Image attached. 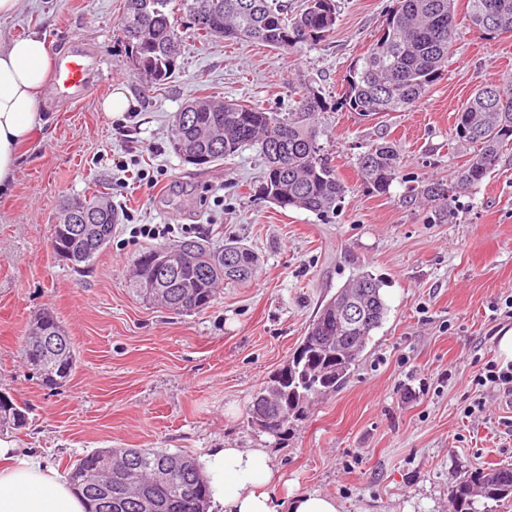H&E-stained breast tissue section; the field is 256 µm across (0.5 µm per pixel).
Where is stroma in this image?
<instances>
[{
	"instance_id": "1",
	"label": "stroma",
	"mask_w": 512,
	"mask_h": 512,
	"mask_svg": "<svg viewBox=\"0 0 512 512\" xmlns=\"http://www.w3.org/2000/svg\"><path fill=\"white\" fill-rule=\"evenodd\" d=\"M125 0H19L0 38L38 32L53 56L88 55L87 92L65 101L42 90L44 123L0 191V394L27 409L0 439L38 455L59 476L102 448H165L201 459L210 449L265 448L278 491L336 497L343 512H454L465 472L512 463V396L471 381L498 361L512 329V156L432 224L405 206L407 185L367 188L356 157L392 141L407 172L448 177L465 161L456 114L485 82L512 81V35H478L456 0L457 35L444 76L416 107L377 120L341 104L344 75L374 43L393 0H336V25L318 45L285 54L249 41L189 37L169 82L135 74L118 23ZM126 88L134 107L107 117L102 100ZM323 106L319 141L348 191L336 214L281 209L262 190L257 145L201 168L169 145L171 118L194 99L245 100L286 112L292 87ZM150 172L142 180L140 172ZM106 187L122 212L112 241L75 271L52 247L67 198ZM171 224L170 244L203 226L214 245L239 240L255 278L224 286L208 308L181 316L132 294L131 223ZM384 282L387 317L350 382L320 399L287 440L247 422L252 395L292 357L321 300L358 265ZM72 337L78 367L62 388L41 385L20 345L42 309ZM482 412L467 415L472 400Z\"/></svg>"
}]
</instances>
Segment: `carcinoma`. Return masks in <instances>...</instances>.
Wrapping results in <instances>:
<instances>
[{
    "mask_svg": "<svg viewBox=\"0 0 512 512\" xmlns=\"http://www.w3.org/2000/svg\"><path fill=\"white\" fill-rule=\"evenodd\" d=\"M173 2L125 0L118 24L136 71L152 84H164L175 72L181 43L188 35L248 38L288 54L325 41L336 25V0H305V8L291 19L284 16L280 0H179L190 18L182 31L172 20ZM468 4L472 28L486 37L512 34V0H468ZM456 31L455 0H394L376 43L348 69L343 105L367 118L415 106L447 68ZM293 95L291 112H273L237 100L197 99L190 103L195 120H185L184 108L173 115L171 148L178 155L183 149H194L207 156L209 165L256 143L266 164L262 186L266 198L282 209L332 214L347 188L319 143L314 116L322 108V99L306 87L294 88ZM456 121L457 142L469 148L464 164L449 180H414L403 197L407 204H427L429 221L436 224L454 218L459 198L496 172L504 155L512 151V82L476 89L462 104ZM356 165L366 186L378 194L389 191L404 167L396 145L385 140L360 153ZM75 201L92 216V223L102 227L98 238L76 239L67 225L54 226L53 240L74 253L73 267L79 269L89 266L111 242L116 219L111 200L99 191ZM227 248L241 253L238 270L202 272L208 260L224 257ZM184 249L197 254L199 266L180 269L160 284V303L178 315L204 310L224 281L247 280L257 267L254 252L236 241L212 249L200 240L188 239L172 247L159 245L141 251L133 262L136 274H153L143 263L152 253L167 250L174 254ZM382 286L381 280L359 267L323 303L297 347L301 357L294 373L278 382L275 401L263 398L269 393L267 385L252 396L247 421L253 428H258L256 418L262 408L279 421L278 429L263 433L283 440L288 424L302 420L318 398L349 381L387 315ZM349 303L358 308L355 320L344 313ZM45 336L56 340L50 349L41 345ZM21 353L49 388L64 386L78 363L71 337L50 312L37 316ZM26 414V407L10 398L0 400V430L22 427ZM167 453L164 448H136L131 454L126 448L96 450L70 465L68 480L84 499L87 512H139L140 500L152 502L156 512H207L209 488L194 459L172 453L183 470L169 483L151 481L155 461ZM106 457L112 470V508L103 511L98 508L97 489L106 475ZM502 500L512 501V464L466 473L453 490L455 512H485L486 502Z\"/></svg>",
    "mask_w": 512,
    "mask_h": 512,
    "instance_id": "carcinoma-1",
    "label": "carcinoma"
}]
</instances>
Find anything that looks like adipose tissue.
<instances>
[{
	"instance_id": "ef3b65f1",
	"label": "adipose tissue",
	"mask_w": 512,
	"mask_h": 512,
	"mask_svg": "<svg viewBox=\"0 0 512 512\" xmlns=\"http://www.w3.org/2000/svg\"><path fill=\"white\" fill-rule=\"evenodd\" d=\"M54 66L45 37L0 41V190L14 179L20 151L43 120L41 91ZM211 504L220 512H342L332 496L277 499L272 460L263 448H213L202 458ZM69 484L38 457L0 441V512H84Z\"/></svg>"
}]
</instances>
